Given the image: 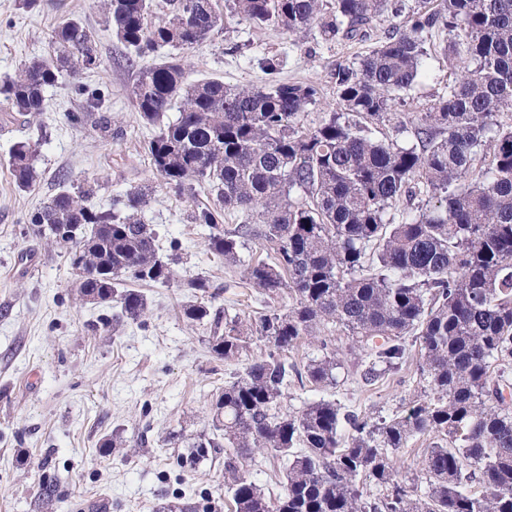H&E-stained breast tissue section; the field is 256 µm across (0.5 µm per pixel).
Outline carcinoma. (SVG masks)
I'll return each mask as SVG.
<instances>
[{"instance_id": "1", "label": "carcinoma", "mask_w": 512, "mask_h": 512, "mask_svg": "<svg viewBox=\"0 0 512 512\" xmlns=\"http://www.w3.org/2000/svg\"><path fill=\"white\" fill-rule=\"evenodd\" d=\"M112 37L129 62L171 47L141 68L129 96L153 127L147 150L160 180L178 196L208 183L212 204L194 212L208 230L207 248L242 269V278L271 301L292 304L241 319L203 303L183 315L208 326L211 351L243 363L212 407L215 433L197 436L180 467L224 453V488L234 512H512V405L499 393L512 386V0H419L406 24L394 27L356 64L332 72L338 112L304 124L316 103L310 85L271 80L224 85L218 77L188 78L183 57L218 28L219 0H97ZM231 12L257 25L298 35L366 38L381 17L402 12L396 0H230ZM451 35L448 63L461 75L426 111L396 125L397 136L371 137L391 119L397 95L423 74L425 35ZM100 66L97 33L79 18L57 24L46 55L21 65L0 84L5 111L44 109L45 92ZM85 107L66 114L73 125L94 117L103 138L114 135L105 94L83 83ZM178 108V115L168 112ZM412 133L408 146L399 136ZM490 161L475 166L484 147ZM36 149L19 141L9 169L25 187L35 175ZM425 190L432 202L403 208L395 224L387 209ZM152 188L137 186L91 204L96 187L64 177L59 191L29 223L49 224L48 238L72 253L83 247L81 294L115 300L121 317L146 310L128 281L168 286L170 263L157 252V231L141 213ZM241 223L223 225L224 213ZM249 241L267 259L245 260ZM340 331L345 365L323 332ZM311 338L306 364L288 350ZM265 353L252 358L254 340ZM420 349L410 407L374 418L320 398L282 411L288 385L315 390L338 384L340 370L372 384L402 370L409 347ZM435 435L413 478L400 477L388 451ZM282 463L281 491L271 495L245 460ZM482 488L472 492L474 485Z\"/></svg>"}]
</instances>
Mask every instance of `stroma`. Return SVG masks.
Instances as JSON below:
<instances>
[{"label": "stroma", "instance_id": "1", "mask_svg": "<svg viewBox=\"0 0 512 512\" xmlns=\"http://www.w3.org/2000/svg\"><path fill=\"white\" fill-rule=\"evenodd\" d=\"M64 17L97 28L101 65L84 83L109 96L118 135L104 139L92 123L69 125L66 113L82 101L62 83L46 93L35 117L0 118V512H158L162 504H193L211 498L217 512H231L224 496V459L212 456L195 468L177 466L184 437L210 430L211 403L235 372L216 357L202 324L182 311L191 298L184 280L203 276L213 288L205 304L228 314L263 311L257 291L244 283L238 266L205 246L194 224L206 188L179 198L161 186L146 150L150 135L133 109L128 90L137 69L126 65L123 47L103 27L93 0H0V81L25 61L43 55L50 34ZM397 19L378 21L371 40H323L318 29L298 37L258 27L225 12L224 25L188 58L193 78L217 76L225 85L260 86L269 77L260 62L277 57L282 82L317 90L304 122L313 126L337 111L331 72L359 61ZM447 30L426 36L424 74L395 105L398 116L425 111L448 90L455 72L444 49ZM36 143L38 178L18 187L8 169L14 143ZM95 183V206L109 207L113 195L152 185L146 223L159 234L163 256L172 258L178 284L142 286L147 312L140 321L119 317L112 303L84 301L65 249L48 244L30 216L58 190L57 176ZM410 390L389 376L371 385L355 378L318 392L292 384L284 407L326 397L342 406L385 417L403 409ZM55 486L49 501L43 483Z\"/></svg>", "mask_w": 512, "mask_h": 512}]
</instances>
